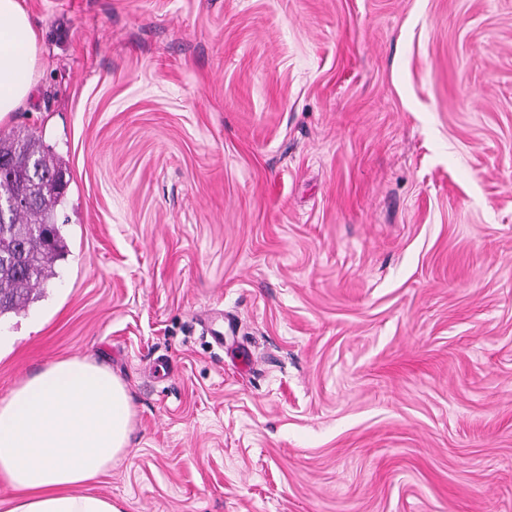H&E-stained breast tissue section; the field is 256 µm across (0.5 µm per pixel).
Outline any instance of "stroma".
Returning a JSON list of instances; mask_svg holds the SVG:
<instances>
[{
    "mask_svg": "<svg viewBox=\"0 0 512 512\" xmlns=\"http://www.w3.org/2000/svg\"><path fill=\"white\" fill-rule=\"evenodd\" d=\"M65 257L0 399L108 366L125 512H512V0H23Z\"/></svg>",
    "mask_w": 512,
    "mask_h": 512,
    "instance_id": "1",
    "label": "stroma"
}]
</instances>
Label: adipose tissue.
Masks as SVG:
<instances>
[{
	"label": "adipose tissue",
	"mask_w": 512,
	"mask_h": 512,
	"mask_svg": "<svg viewBox=\"0 0 512 512\" xmlns=\"http://www.w3.org/2000/svg\"><path fill=\"white\" fill-rule=\"evenodd\" d=\"M38 58L23 0H0V120L27 98ZM132 429L127 388L108 368L47 363L0 400V512H124L86 487L126 454Z\"/></svg>",
	"instance_id": "1"
}]
</instances>
